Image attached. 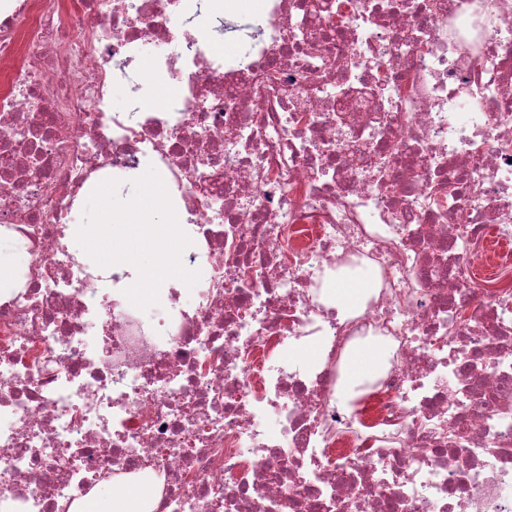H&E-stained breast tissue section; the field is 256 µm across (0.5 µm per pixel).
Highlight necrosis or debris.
<instances>
[{
  "label": "necrosis or debris",
  "instance_id": "necrosis-or-debris-1",
  "mask_svg": "<svg viewBox=\"0 0 512 512\" xmlns=\"http://www.w3.org/2000/svg\"><path fill=\"white\" fill-rule=\"evenodd\" d=\"M211 13L0 0V235L30 257L0 294V512L115 477L154 512H512V0H224L254 32L230 61ZM145 69L168 105L113 111ZM146 164L205 272L155 321L135 269L73 247L90 190ZM370 281V274H364L357 278H336V286L329 288V291L330 303L336 306L339 315H343L359 305L364 296V289L368 288ZM385 351L379 346H365L355 349L346 363V378L355 381L377 372L384 363Z\"/></svg>",
  "mask_w": 512,
  "mask_h": 512
}]
</instances>
